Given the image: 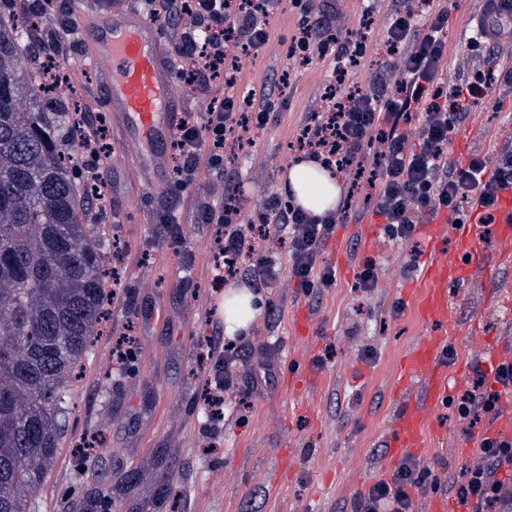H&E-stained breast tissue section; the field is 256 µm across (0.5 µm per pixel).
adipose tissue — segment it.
<instances>
[{
    "label": "adipose tissue",
    "mask_w": 512,
    "mask_h": 512,
    "mask_svg": "<svg viewBox=\"0 0 512 512\" xmlns=\"http://www.w3.org/2000/svg\"><path fill=\"white\" fill-rule=\"evenodd\" d=\"M283 191L297 206L323 215L337 211L345 185L339 176L312 158H299L290 165ZM263 296L245 286L231 285L224 290V332L232 336L248 332L262 313Z\"/></svg>",
    "instance_id": "adipose-tissue-1"
}]
</instances>
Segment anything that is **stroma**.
Instances as JSON below:
<instances>
[{
    "instance_id": "obj_1",
    "label": "stroma",
    "mask_w": 512,
    "mask_h": 512,
    "mask_svg": "<svg viewBox=\"0 0 512 512\" xmlns=\"http://www.w3.org/2000/svg\"><path fill=\"white\" fill-rule=\"evenodd\" d=\"M481 0H461L448 22V83L484 68L482 56L466 46L465 30ZM298 22L284 0L268 27L258 56L243 60L239 93L277 84ZM329 61L317 60L291 73L285 103L265 131L244 148L225 178L239 180L246 211L262 209L280 191L284 160L331 79ZM467 126L476 130L473 153L496 161L512 151V85L494 87L471 109ZM103 177L110 194V221L102 229L113 250L123 252L125 292L111 305L109 330L95 339L71 387L77 409L66 423L65 439L46 482L31 494L35 512H351L354 500L379 481L390 480L383 433L394 414L392 387L400 353L423 331L412 308H400L406 286L421 283L410 270L415 252L425 251L423 235L401 244L379 235L366 250L361 227L373 215L363 193L348 198L349 218L340 240H327L321 258L335 271V283L318 295H304L295 278L281 275L264 290V310L242 340L237 384L224 394V428L210 443L202 395L209 379L208 337L224 321L220 293L212 285L217 227L195 219L197 204L216 201L206 188L215 178L200 169L177 201L175 218L184 244L158 241L156 210L166 199L143 183L110 147ZM373 259L378 281L358 288L365 259ZM512 283V266L495 280L474 276L453 300L452 319L460 330L456 360L481 364L482 339L512 343V306L487 296ZM305 311L313 332L291 333L297 311ZM479 321L481 336L466 335ZM137 338L132 371L118 368L112 345L123 332ZM374 359H365L366 351ZM308 365L307 392L288 384L290 374ZM247 409H239V400ZM438 432L421 457L432 469L437 489L411 492V512L426 503L454 497L463 466L477 453L461 455L469 442L468 422L454 409L435 414ZM483 430V423L473 425Z\"/></svg>"
}]
</instances>
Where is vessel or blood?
<instances>
[{"label":"vessel or blood","instance_id":"1","mask_svg":"<svg viewBox=\"0 0 512 512\" xmlns=\"http://www.w3.org/2000/svg\"><path fill=\"white\" fill-rule=\"evenodd\" d=\"M72 31L89 60L92 86L104 96L113 140L139 177L159 186L170 164L169 143L182 103L173 95L175 76L156 26L138 9L105 14L77 9ZM422 286L413 305L426 331L396 363L393 392L398 405L385 433L387 455L399 461L422 456L434 427V411L460 387L464 369L448 372L444 352L451 289L477 273L493 275L512 264V187L502 190L492 211L464 221H440L424 229ZM495 243L486 254V240Z\"/></svg>","mask_w":512,"mask_h":512}]
</instances>
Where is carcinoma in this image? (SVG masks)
<instances>
[{
  "label": "carcinoma",
  "instance_id": "cac0c4a2",
  "mask_svg": "<svg viewBox=\"0 0 512 512\" xmlns=\"http://www.w3.org/2000/svg\"><path fill=\"white\" fill-rule=\"evenodd\" d=\"M35 70L0 13V512H29L26 491L57 458L112 287V245L89 218L94 189L68 141L71 105ZM24 93L37 109H19Z\"/></svg>",
  "mask_w": 512,
  "mask_h": 512
}]
</instances>
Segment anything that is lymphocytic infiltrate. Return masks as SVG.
Listing matches in <instances>:
<instances>
[{"label": "lymphocytic infiltrate", "instance_id": "f902f5d3", "mask_svg": "<svg viewBox=\"0 0 512 512\" xmlns=\"http://www.w3.org/2000/svg\"><path fill=\"white\" fill-rule=\"evenodd\" d=\"M282 0H141V10L175 31L176 78L209 100L205 118L181 113L173 130V167L169 196L179 199L192 186L199 166L223 176L244 147L251 127H266L279 97L273 92H236L240 55H258L268 41V25ZM299 11L297 30L286 54L287 68L306 67L318 59L333 62V84L323 94L327 103L313 114L298 143L309 155L366 184L385 219L389 240L410 241L418 223L439 210L462 220L474 207L492 209L500 190L512 187V153L500 156L495 168L474 155L468 163L450 161V134L464 121L466 107L479 104L496 84H511L512 71L493 68L450 84L443 73L448 60L450 6L423 8L420 0H400L380 44L385 65L377 66L369 92L350 85L349 72L364 66L373 19L363 12L355 28L336 25L333 0L313 9L310 0H293ZM416 127L408 140L407 127ZM221 206L203 204L202 224L222 229L214 241V270L219 281L243 274L254 284L270 286L278 278L274 259L262 244L284 236L292 258L291 274L304 294L332 287L335 272L318 258L341 221L339 213L318 216L272 195L259 217L246 215L242 186L230 181L220 188ZM236 344L214 342L209 355L213 379L203 394L209 411L208 437H217L224 422V393L234 387ZM495 385L476 372L470 390L449 398L460 419L476 423L496 415L512 390V359L495 369ZM480 462L463 469L456 489L468 512H512V439H483ZM429 468L403 460L390 481L374 484L354 504V512H409L410 490L436 487Z\"/></svg>", "mask_w": 512, "mask_h": 512}]
</instances>
